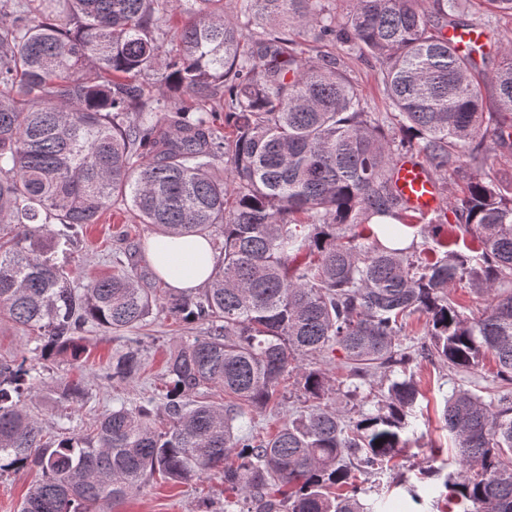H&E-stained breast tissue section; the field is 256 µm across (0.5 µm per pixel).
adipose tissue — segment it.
<instances>
[{"instance_id": "adipose-tissue-1", "label": "adipose tissue", "mask_w": 512, "mask_h": 512, "mask_svg": "<svg viewBox=\"0 0 512 512\" xmlns=\"http://www.w3.org/2000/svg\"><path fill=\"white\" fill-rule=\"evenodd\" d=\"M146 258L170 288L181 291L207 285L216 253L202 236H157L151 239Z\"/></svg>"}]
</instances>
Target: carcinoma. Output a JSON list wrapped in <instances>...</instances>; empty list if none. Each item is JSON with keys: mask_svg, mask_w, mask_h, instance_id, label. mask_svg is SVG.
<instances>
[{"mask_svg": "<svg viewBox=\"0 0 512 512\" xmlns=\"http://www.w3.org/2000/svg\"><path fill=\"white\" fill-rule=\"evenodd\" d=\"M33 8L0 3V312L38 331L43 360L78 352L90 324L142 326L160 297L135 265L80 286L56 262L118 200L160 236L214 231L224 242L207 287L166 296L209 329L166 362V427L146 398L48 440L25 405L35 365L0 359V473H41L19 512H93L157 473L187 483L219 467L224 512H382L385 497L364 501L356 474H381L406 445L414 367L437 361L465 377L489 355L484 395L457 386L445 399L458 469L443 485L476 512H512V291L472 320L449 292L463 280L478 293L512 286V180L487 165L491 152L512 162V41L488 66L479 38L491 36L460 0H65L56 22L38 24ZM450 31L477 39L460 47ZM305 32L338 54L305 56ZM164 36L178 54L162 103L138 78ZM350 56L379 62L390 111L367 109ZM413 156L437 185L462 181L430 218L394 178ZM460 232L471 235L462 251L429 246ZM416 314L427 338L405 346ZM338 352L346 379L334 384L299 366ZM140 370L136 347L107 377ZM287 376L301 406L258 442L236 423L279 407ZM212 387L224 404L201 399Z\"/></svg>", "mask_w": 512, "mask_h": 512, "instance_id": "cac0c4a2", "label": "carcinoma"}]
</instances>
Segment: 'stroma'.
<instances>
[{
  "instance_id": "1",
  "label": "stroma",
  "mask_w": 512,
  "mask_h": 512,
  "mask_svg": "<svg viewBox=\"0 0 512 512\" xmlns=\"http://www.w3.org/2000/svg\"><path fill=\"white\" fill-rule=\"evenodd\" d=\"M347 67L368 109L387 111L378 63L370 57H352ZM153 234L147 225L134 223L128 207L119 204L106 211L98 223L85 225L73 245L59 249L57 262L70 270L78 284L112 275L128 260L146 271L150 265L145 247ZM206 331L205 325L186 323L162 307L154 309L146 325L132 332L91 329L80 341L79 356L67 352L41 362L42 375L31 408L46 431H55L60 425L82 431L105 409L164 393L170 353ZM135 338L141 341L143 369L139 377L128 382L108 379L107 365L114 355L127 351ZM415 377L421 392L416 431L395 458L394 470L379 477L380 484L388 488L387 512H462L447 496L425 493L416 502L407 490L408 485L419 484L428 469L440 467L448 473L456 469L454 445L440 422V412L457 379L447 367L427 361L416 368ZM75 386L83 390V398H70L69 391ZM224 496V475L213 470L188 483L150 481L139 494L113 505L112 512H222Z\"/></svg>"
}]
</instances>
